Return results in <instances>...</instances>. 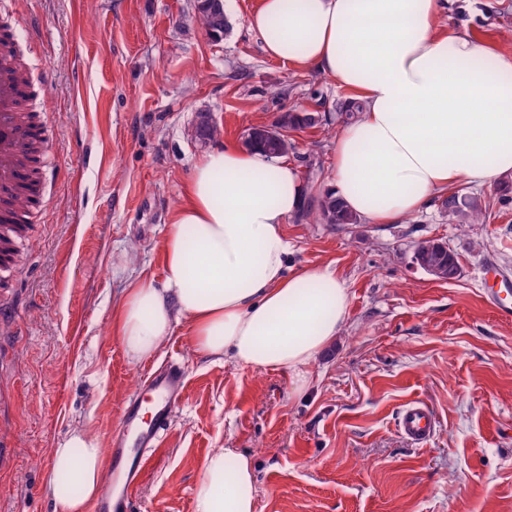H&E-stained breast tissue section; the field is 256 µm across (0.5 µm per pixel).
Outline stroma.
I'll return each instance as SVG.
<instances>
[{
    "mask_svg": "<svg viewBox=\"0 0 512 512\" xmlns=\"http://www.w3.org/2000/svg\"><path fill=\"white\" fill-rule=\"evenodd\" d=\"M259 0H224L230 29L213 40L194 0H0V21L29 78L44 131L41 191L0 311V512H54L50 450L77 428L110 443L149 369L177 360L186 394L130 493L131 512H192L204 462L236 448L257 465V512H512V320L498 318L482 272L512 276V192L469 186L482 224L449 223L439 204L397 224L344 227L299 214L288 265H331L349 290L344 328L295 392L281 372L212 363L182 331L139 361L112 331L130 278L160 280L161 243L179 189L215 142L286 112L319 122L289 131L287 155L308 195L325 192L339 106L351 99L314 70L269 59L246 17ZM449 24L512 53V0H457ZM446 242L460 275L413 262ZM413 400L436 417L422 446L401 434Z\"/></svg>",
    "mask_w": 512,
    "mask_h": 512,
    "instance_id": "stroma-1",
    "label": "stroma"
}]
</instances>
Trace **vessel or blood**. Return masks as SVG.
Listing matches in <instances>:
<instances>
[{
	"label": "vessel or blood",
	"instance_id": "1",
	"mask_svg": "<svg viewBox=\"0 0 512 512\" xmlns=\"http://www.w3.org/2000/svg\"><path fill=\"white\" fill-rule=\"evenodd\" d=\"M24 84L8 66L0 68V247H17L21 240L19 225L26 217L11 205V196L30 169L25 149L35 135L27 113L18 102ZM182 367L170 365L148 372L145 398H131L122 409L121 436L113 438L111 489L100 501L98 512H127L128 491L140 479L149 459L158 449L161 436L168 429L173 412L185 395ZM435 415L425 403L415 401L406 406L398 425L405 438L420 445L432 435Z\"/></svg>",
	"mask_w": 512,
	"mask_h": 512
}]
</instances>
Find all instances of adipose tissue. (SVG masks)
Here are the masks:
<instances>
[{
    "label": "adipose tissue",
    "mask_w": 512,
    "mask_h": 512,
    "mask_svg": "<svg viewBox=\"0 0 512 512\" xmlns=\"http://www.w3.org/2000/svg\"><path fill=\"white\" fill-rule=\"evenodd\" d=\"M446 11L447 0H260L246 19L270 58L316 70L362 102L336 139L328 188L368 223L512 174V54L444 24ZM180 197L161 281L134 280L113 313L127 355L155 354L180 326L197 356L284 372L303 391L350 294L332 266H288L284 226L305 201L296 167L223 143L193 165ZM51 462L56 512H88L105 492L99 436L74 430ZM256 499L253 458L214 449L193 512H256Z\"/></svg>",
    "instance_id": "adipose-tissue-1"
}]
</instances>
